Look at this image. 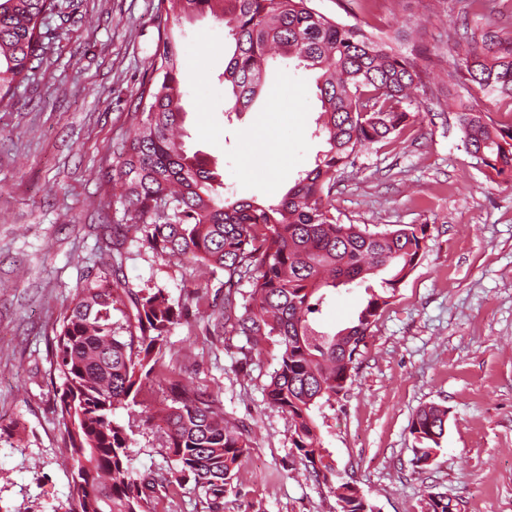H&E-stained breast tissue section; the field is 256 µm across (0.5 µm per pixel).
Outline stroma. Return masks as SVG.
<instances>
[{"label":"stroma","mask_w":512,"mask_h":512,"mask_svg":"<svg viewBox=\"0 0 512 512\" xmlns=\"http://www.w3.org/2000/svg\"><path fill=\"white\" fill-rule=\"evenodd\" d=\"M70 4L28 84L0 105V512L69 508L53 337L75 288L115 274L135 292L165 289L186 308L164 363L188 368L225 416L250 431V451L220 512H337L334 496L294 454L290 419L265 400L279 346L266 343L246 359L245 338L214 326L221 277L202 275L192 257L149 250L135 232L122 252L112 249L113 225L129 217L106 172L151 75L157 0ZM312 5L346 25L407 30L396 49L433 72L437 88L459 65L448 50L460 32L457 0ZM175 36L188 94L186 150L210 158L227 197L276 203L324 148L311 135L320 110L313 75L278 60L252 108L230 121L219 79L230 48L223 25L207 16ZM413 109L421 120L401 140L374 145L340 174L333 205L341 223L373 232L428 223L426 249L380 316L345 394L316 420L337 470L376 512H422L430 494L450 512H512V181L485 177L445 100L421 93ZM262 126L278 136L269 160L249 137ZM366 298L361 287L331 293L321 327L349 324ZM430 404L447 408L448 426L434 460L419 469L409 423ZM164 405L153 381L116 412L139 471L168 468L152 421ZM205 509L190 483L164 486L155 501L156 512Z\"/></svg>","instance_id":"obj_1"}]
</instances>
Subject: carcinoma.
<instances>
[{"label": "carcinoma", "instance_id": "1", "mask_svg": "<svg viewBox=\"0 0 512 512\" xmlns=\"http://www.w3.org/2000/svg\"><path fill=\"white\" fill-rule=\"evenodd\" d=\"M68 8L67 0H0V103L29 80L48 49L49 20L68 21ZM156 11L151 77L135 97L133 128L112 143L111 177L132 221L115 225L112 249L121 252L131 226L140 224L153 251L190 255L210 274L224 273V324L245 337L243 357L272 339L280 347L264 392L292 422L293 451L336 497L339 512H362L357 486L339 477L323 448L315 409L346 389L379 317L426 248L428 222L382 232L341 224L331 194L337 174L359 154L398 141L414 125L418 113L410 108L417 92L430 89L429 75L395 50L390 35L339 23L312 0H158ZM204 14L224 24L231 42L224 68L230 111L255 103L273 58L315 75V136L326 150L276 204L224 198L210 160L188 154L179 141L186 111L173 28ZM454 49L463 52L462 67L448 81L512 103V35L468 27ZM456 115L463 147L486 177L512 180V124L462 104ZM376 277L377 288L369 284ZM362 284L368 297L356 320L334 332L319 329L329 291ZM182 318L183 308L163 289L133 292L117 276L75 290L54 336L62 380L55 411L67 434V465L81 480L72 486L69 512H155L159 483L133 466L131 438L114 413L156 376L169 401L157 414L172 463L167 482L193 481L211 506L232 484L250 450L249 430L230 423L218 397L186 371L160 363ZM447 424L448 409L437 405L412 417L416 466L428 465Z\"/></svg>", "mask_w": 512, "mask_h": 512}]
</instances>
